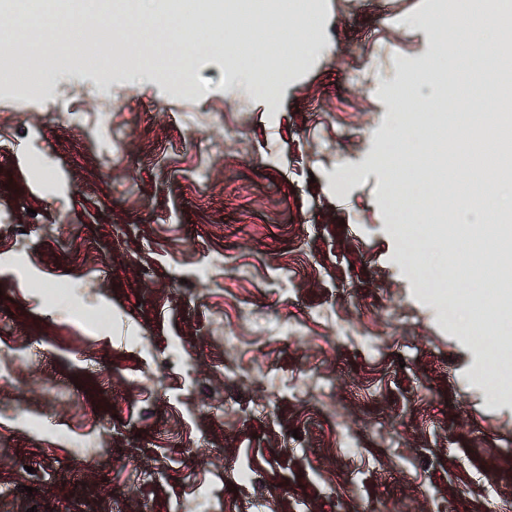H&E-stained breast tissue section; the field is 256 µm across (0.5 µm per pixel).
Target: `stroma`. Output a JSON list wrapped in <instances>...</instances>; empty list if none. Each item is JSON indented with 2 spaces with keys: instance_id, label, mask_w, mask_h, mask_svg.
Returning <instances> with one entry per match:
<instances>
[{
  "instance_id": "obj_1",
  "label": "stroma",
  "mask_w": 512,
  "mask_h": 512,
  "mask_svg": "<svg viewBox=\"0 0 512 512\" xmlns=\"http://www.w3.org/2000/svg\"><path fill=\"white\" fill-rule=\"evenodd\" d=\"M308 4L272 99L230 11L177 82L0 84V512H512V396L411 279L376 161L407 76L464 83L455 13Z\"/></svg>"
}]
</instances>
